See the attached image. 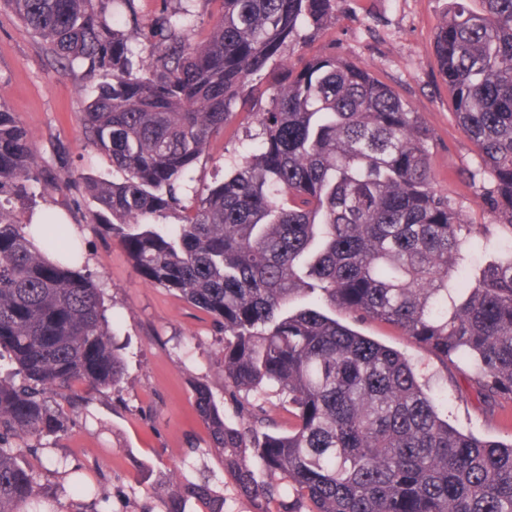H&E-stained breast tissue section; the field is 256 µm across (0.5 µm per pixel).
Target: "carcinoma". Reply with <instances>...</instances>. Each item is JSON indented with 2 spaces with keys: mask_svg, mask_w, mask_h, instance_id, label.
Returning <instances> with one entry per match:
<instances>
[{
  "mask_svg": "<svg viewBox=\"0 0 512 512\" xmlns=\"http://www.w3.org/2000/svg\"><path fill=\"white\" fill-rule=\"evenodd\" d=\"M220 22L195 33L196 2ZM151 18L137 0H0L57 71L99 72L83 111L105 172L66 175L90 220L141 277L224 332L227 422L192 382L209 447L253 512H512V442L481 440L442 417L404 354L352 330L400 329L464 366L483 400L512 401V248L469 285L472 224L436 187L433 133L370 70L334 52L304 55L339 0H169ZM450 0L435 34L454 117L473 143L471 181L512 231V0ZM244 111L259 127L224 180L188 197L194 164ZM43 171L30 133L0 103V512H62L26 456L75 424L66 407L123 391L125 363L102 289L82 273L68 224L21 223L4 195ZM174 216L176 222L166 219ZM288 403L271 431L261 399ZM75 490L92 512L101 481ZM265 475L260 480L257 473ZM161 512H224L207 476L158 472Z\"/></svg>",
  "mask_w": 512,
  "mask_h": 512,
  "instance_id": "carcinoma-1",
  "label": "carcinoma"
}]
</instances>
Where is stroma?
I'll list each match as a JSON object with an SVG mask.
<instances>
[{
  "instance_id": "1",
  "label": "stroma",
  "mask_w": 512,
  "mask_h": 512,
  "mask_svg": "<svg viewBox=\"0 0 512 512\" xmlns=\"http://www.w3.org/2000/svg\"><path fill=\"white\" fill-rule=\"evenodd\" d=\"M447 7L448 0H341L326 33L310 50L333 51L367 67L420 112L435 134L431 162L438 189L448 192L472 223L491 227L488 245L473 255L478 267L512 245V231L499 226L485 206L482 185L459 176L462 169L476 167L478 158L457 126L439 73L435 28ZM99 81L82 69L58 73L37 38L12 14L0 12V102L30 132L41 167H63L73 174L111 171L108 159L86 143L81 124L83 106ZM256 131L242 112L214 139L196 164L199 192L223 180L230 161ZM65 207L70 224L83 227L87 269L104 289L105 303L131 344L122 398L98 396L88 407L87 420L78 421L58 445L44 448L41 484L63 505L79 504L69 477L57 473V463L88 468L99 463L112 512H142L151 503V473L179 469L193 477L204 470L231 499V512H249L247 503L235 500L218 453L207 446L189 385L190 378H197L223 398V334L210 317L175 293L145 281L121 246L87 223L88 206L78 193H71ZM358 329L422 363L428 392L454 427L489 440L512 441V402L490 409L465 378L451 380L445 363L389 325L366 322Z\"/></svg>"
}]
</instances>
